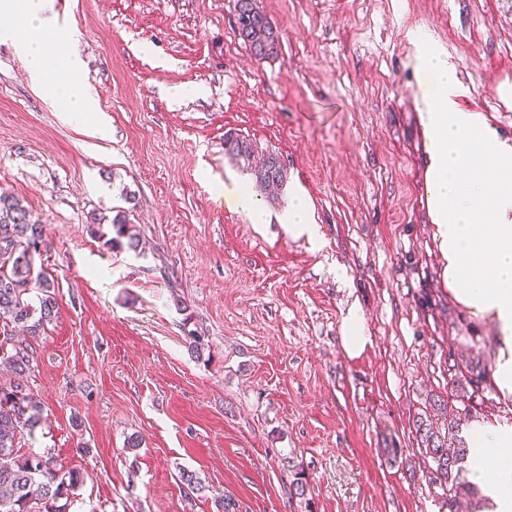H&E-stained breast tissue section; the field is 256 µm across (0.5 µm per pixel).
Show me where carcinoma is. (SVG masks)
Here are the masks:
<instances>
[{
    "label": "carcinoma",
    "instance_id": "obj_1",
    "mask_svg": "<svg viewBox=\"0 0 512 512\" xmlns=\"http://www.w3.org/2000/svg\"><path fill=\"white\" fill-rule=\"evenodd\" d=\"M236 36L252 56L264 60L276 53L279 31L256 0H234ZM224 153L249 171L254 188L271 194L288 182V170L274 152L262 154V163H253L259 153L254 142L236 132L224 136ZM112 247L138 246L137 234L124 214L112 219ZM45 241V225L32 219L31 212L12 195H0V356L14 377L0 382V512H69L83 475L67 468L49 451L20 453L19 443L32 435L41 421V405L24 382L31 370L34 351L31 343L17 342L12 328H25L35 340L58 314L54 280L42 272L33 273L31 250ZM38 305H33L31 293ZM485 376L479 361L463 363L448 359L449 390L433 393L428 400V415L416 420L422 454L429 460V482L453 512L458 502L470 512H482L483 495L463 473L469 448L460 435L462 417H471L484 406L479 384ZM443 420V429L433 418Z\"/></svg>",
    "mask_w": 512,
    "mask_h": 512
}]
</instances>
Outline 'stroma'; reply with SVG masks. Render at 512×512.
Instances as JSON below:
<instances>
[{
    "instance_id": "35a3bbf8",
    "label": "stroma",
    "mask_w": 512,
    "mask_h": 512,
    "mask_svg": "<svg viewBox=\"0 0 512 512\" xmlns=\"http://www.w3.org/2000/svg\"><path fill=\"white\" fill-rule=\"evenodd\" d=\"M257 4L280 33L260 62L233 0H51L105 116L95 137L0 42V192L45 224L59 306L32 343L42 422L21 450L83 474L69 512H219L225 495L238 512H448L416 421L449 356L490 373L497 349L442 280L410 34L447 52L460 107L512 139V0ZM230 130L288 169L278 198H256L269 223L228 192L251 182ZM298 189L323 248L278 221ZM120 210L138 249L103 244ZM355 302L374 342L350 358Z\"/></svg>"
}]
</instances>
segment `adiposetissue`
Listing matches in <instances>:
<instances>
[{
    "mask_svg": "<svg viewBox=\"0 0 512 512\" xmlns=\"http://www.w3.org/2000/svg\"><path fill=\"white\" fill-rule=\"evenodd\" d=\"M46 0H0L11 18L0 38L12 41L32 79L62 115L98 131L97 106L80 81L69 52L70 36L50 26ZM415 69L425 110L421 123L429 164L426 183L433 239L450 297L491 322L498 343L492 380L512 400V140L485 113L459 107L463 88L448 56L424 34L413 36ZM288 233L314 247L323 238L303 194H294L280 218ZM468 479L482 490L486 512H512V423L478 419L468 428Z\"/></svg>",
    "mask_w": 512,
    "mask_h": 512,
    "instance_id": "1",
    "label": "adipose tissue"
}]
</instances>
